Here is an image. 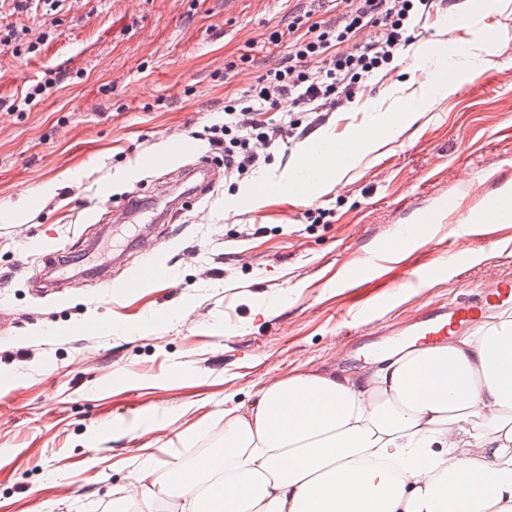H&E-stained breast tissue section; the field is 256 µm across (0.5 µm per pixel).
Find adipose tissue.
Wrapping results in <instances>:
<instances>
[{
  "label": "adipose tissue",
  "instance_id": "1",
  "mask_svg": "<svg viewBox=\"0 0 512 512\" xmlns=\"http://www.w3.org/2000/svg\"><path fill=\"white\" fill-rule=\"evenodd\" d=\"M425 95L367 113L395 136ZM344 159L299 149L279 194L309 201L376 144L362 131ZM131 500L158 493L173 512H512V309L448 343L394 351L369 372L303 370L266 383L251 406L224 409V453L166 479L133 462Z\"/></svg>",
  "mask_w": 512,
  "mask_h": 512
}]
</instances>
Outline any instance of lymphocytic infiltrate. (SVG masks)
<instances>
[{"label":"lymphocytic infiltrate","instance_id":"lymphocytic-infiltrate-1","mask_svg":"<svg viewBox=\"0 0 512 512\" xmlns=\"http://www.w3.org/2000/svg\"><path fill=\"white\" fill-rule=\"evenodd\" d=\"M432 0H335L336 18L319 20L314 9L295 11L286 30L270 34V45L287 44L280 67L258 76L239 98L224 104V123L210 146L224 154L227 174L245 175L258 169L254 143L270 146L287 128H299L302 116L330 112L353 102L363 84L381 75L397 54L413 41L415 23L424 19ZM371 29L368 42L358 33ZM290 103L297 119L274 125L265 112Z\"/></svg>","mask_w":512,"mask_h":512}]
</instances>
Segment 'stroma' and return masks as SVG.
I'll return each instance as SVG.
<instances>
[{
	"instance_id": "stroma-1",
	"label": "stroma",
	"mask_w": 512,
	"mask_h": 512,
	"mask_svg": "<svg viewBox=\"0 0 512 512\" xmlns=\"http://www.w3.org/2000/svg\"><path fill=\"white\" fill-rule=\"evenodd\" d=\"M298 0H67L62 11L4 21L38 52L0 46V512H164L124 499L129 459L168 466L224 446V400L250 403L270 380L333 369L359 327L376 330L424 308L479 299L512 279V218L472 224L512 203V7L435 5L416 45L455 57L483 28L496 64L454 74L394 140L321 190L309 207L270 195L255 208L252 175L228 177L210 149L224 101L277 67L269 46ZM249 56L234 72L227 61ZM56 71L62 81L23 115L6 104ZM404 49L387 77L303 135L272 146L262 172L286 176L300 145L348 136L387 90L433 87ZM212 182L184 171L198 161ZM198 187L168 223L140 213L136 248L112 269L120 298L65 258L119 238L129 201ZM475 245L449 251L458 225ZM419 236L401 242V226ZM169 243L164 277L145 261Z\"/></svg>"
}]
</instances>
